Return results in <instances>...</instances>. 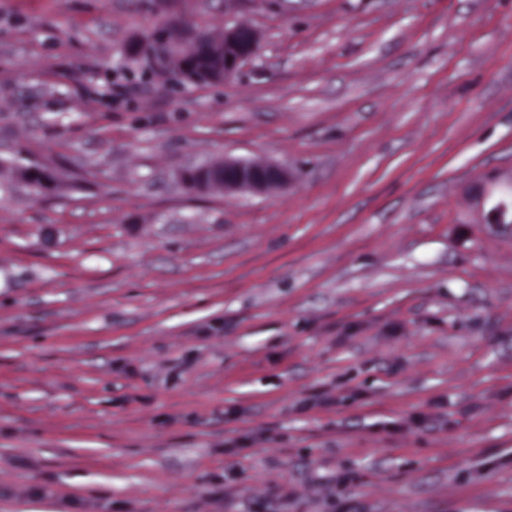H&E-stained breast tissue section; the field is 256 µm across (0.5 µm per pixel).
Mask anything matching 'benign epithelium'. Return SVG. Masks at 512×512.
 I'll list each match as a JSON object with an SVG mask.
<instances>
[{"label":"benign epithelium","instance_id":"obj_1","mask_svg":"<svg viewBox=\"0 0 512 512\" xmlns=\"http://www.w3.org/2000/svg\"><path fill=\"white\" fill-rule=\"evenodd\" d=\"M257 48L254 32L235 24L224 27V35L218 39L200 35L189 43L174 42L169 39V35L159 32L149 41L138 44L136 52L150 57L158 55L171 68L181 67L186 60L198 57L203 80L220 83L254 57ZM17 173L38 197L60 180L59 173L52 168L21 167L17 169ZM289 179L288 169L279 164L237 158L189 167L179 177L181 186L189 194L205 193L215 187L228 191L244 190L265 194L285 188ZM494 190L500 191V199L491 209L481 214V223L501 227L508 224L512 173L506 178L494 177L483 189L482 198H487Z\"/></svg>","mask_w":512,"mask_h":512}]
</instances>
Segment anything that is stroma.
<instances>
[{
  "mask_svg": "<svg viewBox=\"0 0 512 512\" xmlns=\"http://www.w3.org/2000/svg\"><path fill=\"white\" fill-rule=\"evenodd\" d=\"M0 156V512H512V0H0ZM192 50H188L190 47ZM254 32L242 25L224 27V35L212 39L200 35L189 43H177L165 32L155 34L149 41L140 43L136 52L150 57L159 55L171 68H178L190 58H200V71L204 82L220 83L234 74L257 52ZM289 179L288 169L279 164L237 158L189 167L179 177L189 194L205 193L215 187L265 194L285 188ZM17 173L27 183L29 188L31 185L37 197H40L48 187L57 184L60 180L59 173L52 168L35 169L21 166V168L17 169ZM35 176H39V181L34 180ZM492 190L500 191V199L487 212L481 211L480 223L498 227L508 224L507 226L511 229L512 220L507 221V215L509 212V199L510 212L512 209V173L510 172L507 178H500V175L495 176L482 191L483 202L492 193Z\"/></svg>",
  "mask_w": 512,
  "mask_h": 512,
  "instance_id": "stroma-1",
  "label": "stroma"
}]
</instances>
